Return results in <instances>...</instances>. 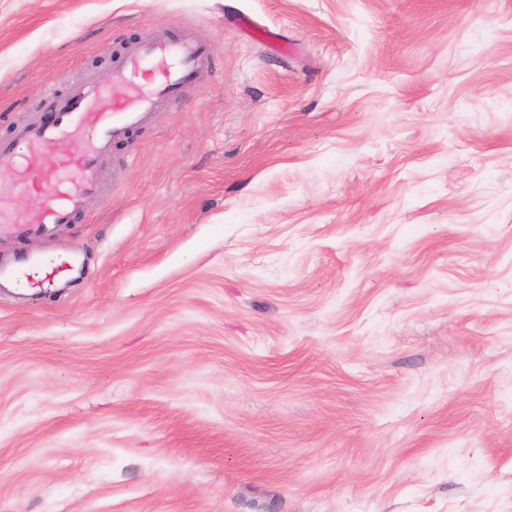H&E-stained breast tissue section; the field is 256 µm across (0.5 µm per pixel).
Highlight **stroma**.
Returning <instances> with one entry per match:
<instances>
[{"mask_svg":"<svg viewBox=\"0 0 512 512\" xmlns=\"http://www.w3.org/2000/svg\"><path fill=\"white\" fill-rule=\"evenodd\" d=\"M180 21L217 78L0 288V512H512V0H0V113ZM73 263L69 254L51 255L19 250L8 259L0 255V287L5 282L24 284L31 293L41 297L73 279Z\"/></svg>","mask_w":512,"mask_h":512,"instance_id":"35a3bbf8","label":"stroma"}]
</instances>
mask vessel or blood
<instances>
[{"instance_id": "vessel-or-blood-1", "label": "vessel or blood", "mask_w": 512, "mask_h": 512, "mask_svg": "<svg viewBox=\"0 0 512 512\" xmlns=\"http://www.w3.org/2000/svg\"><path fill=\"white\" fill-rule=\"evenodd\" d=\"M218 57L214 44L197 41L190 26L178 23L123 44L112 58L111 82L87 71L65 88L46 85L51 121L29 117L12 137L0 138V174H13L15 185L39 191L44 201L27 213L1 202L0 236L49 239L102 202L103 158L185 90L204 89L218 75ZM49 154L60 164L47 166ZM72 268L67 253L20 250L0 256V285L21 283L40 297L69 284Z\"/></svg>"}]
</instances>
